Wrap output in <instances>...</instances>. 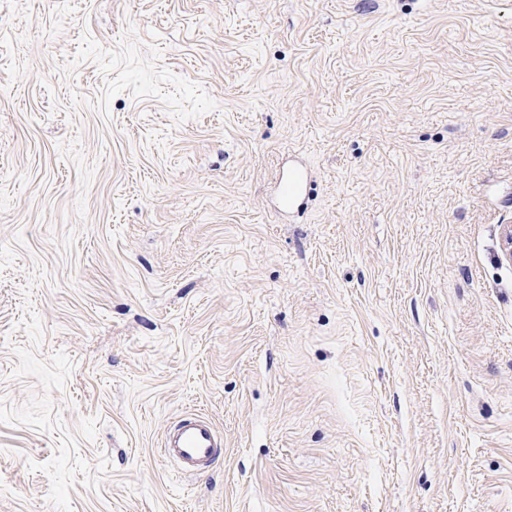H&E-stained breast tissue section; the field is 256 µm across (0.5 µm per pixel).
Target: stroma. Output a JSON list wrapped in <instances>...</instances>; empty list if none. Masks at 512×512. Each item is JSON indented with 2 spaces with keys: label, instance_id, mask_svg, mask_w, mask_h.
Wrapping results in <instances>:
<instances>
[{
  "label": "stroma",
  "instance_id": "1",
  "mask_svg": "<svg viewBox=\"0 0 512 512\" xmlns=\"http://www.w3.org/2000/svg\"><path fill=\"white\" fill-rule=\"evenodd\" d=\"M510 193L512 0H0V512H512ZM311 181L306 164L299 158L283 164L275 175L273 211L282 223L302 211L310 194ZM222 444L221 437L201 415L186 413L165 435L161 453L182 473L195 474L214 462Z\"/></svg>",
  "mask_w": 512,
  "mask_h": 512
}]
</instances>
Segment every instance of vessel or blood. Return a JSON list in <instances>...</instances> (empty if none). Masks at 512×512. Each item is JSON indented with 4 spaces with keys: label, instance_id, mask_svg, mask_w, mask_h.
<instances>
[{
    "label": "vessel or blood",
    "instance_id": "1",
    "mask_svg": "<svg viewBox=\"0 0 512 512\" xmlns=\"http://www.w3.org/2000/svg\"><path fill=\"white\" fill-rule=\"evenodd\" d=\"M311 181L302 160L295 159L281 166L275 175L273 210L280 221L304 209L310 194ZM222 439L199 414L182 416L162 442L164 458L175 463L182 473L194 474L210 466L220 452Z\"/></svg>",
    "mask_w": 512,
    "mask_h": 512
}]
</instances>
